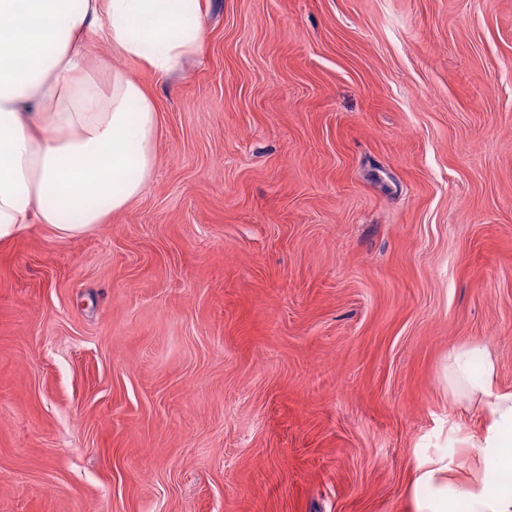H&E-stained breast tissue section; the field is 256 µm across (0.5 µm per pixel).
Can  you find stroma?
<instances>
[{"mask_svg": "<svg viewBox=\"0 0 512 512\" xmlns=\"http://www.w3.org/2000/svg\"><path fill=\"white\" fill-rule=\"evenodd\" d=\"M143 195L0 243V512H413L512 389V0H209Z\"/></svg>", "mask_w": 512, "mask_h": 512, "instance_id": "1", "label": "stroma"}]
</instances>
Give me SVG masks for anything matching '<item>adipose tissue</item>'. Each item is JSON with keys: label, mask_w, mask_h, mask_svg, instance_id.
Returning a JSON list of instances; mask_svg holds the SVG:
<instances>
[{"label": "adipose tissue", "mask_w": 512, "mask_h": 512, "mask_svg": "<svg viewBox=\"0 0 512 512\" xmlns=\"http://www.w3.org/2000/svg\"><path fill=\"white\" fill-rule=\"evenodd\" d=\"M208 0H0V241L31 224L59 235L93 231L153 177L160 115L129 72L95 52L113 49L163 78L201 47ZM448 389L479 407L483 435L463 439L475 472L447 456L416 460L414 512H512V390L491 353L452 350Z\"/></svg>", "instance_id": "1"}]
</instances>
